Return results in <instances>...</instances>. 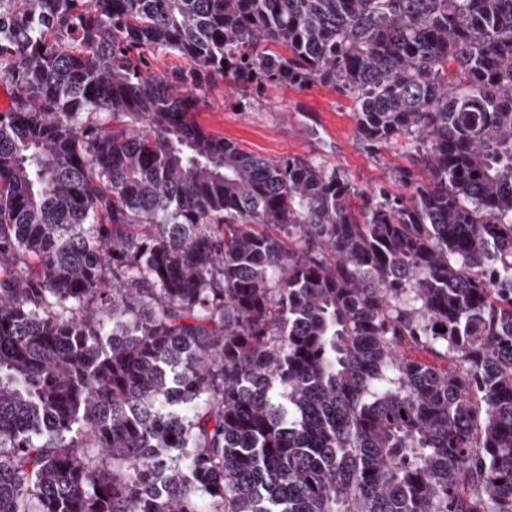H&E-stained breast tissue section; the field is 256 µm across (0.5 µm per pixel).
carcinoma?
I'll return each instance as SVG.
<instances>
[{"label":"carcinoma","mask_w":512,"mask_h":512,"mask_svg":"<svg viewBox=\"0 0 512 512\" xmlns=\"http://www.w3.org/2000/svg\"><path fill=\"white\" fill-rule=\"evenodd\" d=\"M219 80L428 180L358 212ZM0 84V512H512V0H0ZM206 100L197 120L207 131L271 160L296 156L336 169L354 186L357 209L378 188L407 202L409 183L427 181L415 138L400 136L381 144L362 140L354 101L338 89L269 85L256 95L221 81L207 89Z\"/></svg>","instance_id":"cac0c4a2"}]
</instances>
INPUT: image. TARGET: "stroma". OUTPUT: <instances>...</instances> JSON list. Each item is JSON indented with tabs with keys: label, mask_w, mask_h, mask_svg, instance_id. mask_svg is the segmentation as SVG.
<instances>
[{
	"label": "stroma",
	"mask_w": 512,
	"mask_h": 512,
	"mask_svg": "<svg viewBox=\"0 0 512 512\" xmlns=\"http://www.w3.org/2000/svg\"><path fill=\"white\" fill-rule=\"evenodd\" d=\"M206 100L198 120L207 131L272 160L296 156L341 172L355 188V206L379 189L407 200L410 183L426 178L415 138H359L354 101L343 91L270 85L256 95L222 81L207 89Z\"/></svg>",
	"instance_id": "obj_1"
}]
</instances>
